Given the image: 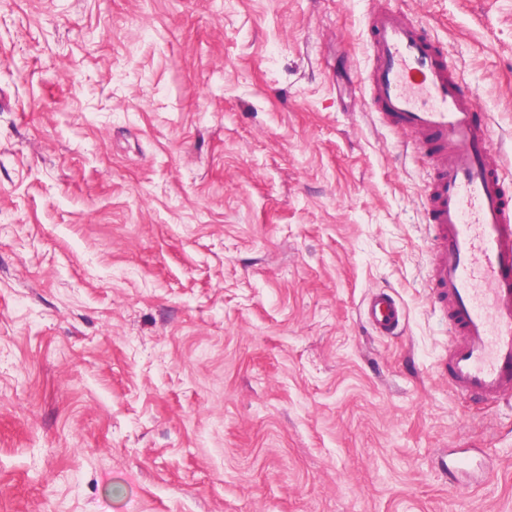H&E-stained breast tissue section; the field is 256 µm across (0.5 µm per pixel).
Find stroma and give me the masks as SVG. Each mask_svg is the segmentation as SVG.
<instances>
[{
	"label": "stroma",
	"instance_id": "stroma-1",
	"mask_svg": "<svg viewBox=\"0 0 512 512\" xmlns=\"http://www.w3.org/2000/svg\"><path fill=\"white\" fill-rule=\"evenodd\" d=\"M375 7L512 191V0H0V512H512V404L445 376L431 163L366 96ZM363 315L375 333L391 335L405 321V311L394 296L384 290L370 292L362 303Z\"/></svg>",
	"mask_w": 512,
	"mask_h": 512
}]
</instances>
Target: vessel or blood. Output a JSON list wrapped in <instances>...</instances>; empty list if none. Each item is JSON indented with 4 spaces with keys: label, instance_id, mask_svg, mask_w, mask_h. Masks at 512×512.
Masks as SVG:
<instances>
[{
    "label": "vessel or blood",
    "instance_id": "1",
    "mask_svg": "<svg viewBox=\"0 0 512 512\" xmlns=\"http://www.w3.org/2000/svg\"><path fill=\"white\" fill-rule=\"evenodd\" d=\"M367 25V86L378 115L434 157L427 286L448 325V383L462 397L499 402L512 396V200L489 153L490 127L421 28L393 10L373 12ZM362 312L381 336L405 320L383 290L364 298Z\"/></svg>",
    "mask_w": 512,
    "mask_h": 512
}]
</instances>
